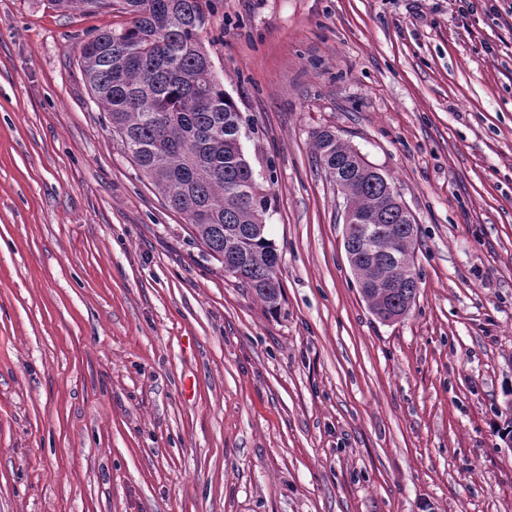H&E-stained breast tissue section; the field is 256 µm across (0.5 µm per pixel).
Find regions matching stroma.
Segmentation results:
<instances>
[{"mask_svg":"<svg viewBox=\"0 0 512 512\" xmlns=\"http://www.w3.org/2000/svg\"><path fill=\"white\" fill-rule=\"evenodd\" d=\"M459 0H223L202 39L271 197V310L124 153L110 10L0 0V512H512V32ZM327 128L419 227L371 313Z\"/></svg>","mask_w":512,"mask_h":512,"instance_id":"stroma-1","label":"stroma"}]
</instances>
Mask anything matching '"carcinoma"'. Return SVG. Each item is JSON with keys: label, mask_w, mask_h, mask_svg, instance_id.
<instances>
[{"label": "carcinoma", "mask_w": 512, "mask_h": 512, "mask_svg": "<svg viewBox=\"0 0 512 512\" xmlns=\"http://www.w3.org/2000/svg\"><path fill=\"white\" fill-rule=\"evenodd\" d=\"M95 12L116 4L126 25L83 42L79 62L97 105L125 153L168 207L187 216L195 238L214 258L235 264L232 277L278 306V254L266 236L270 197L255 185L241 142L243 121L218 80L206 73L202 33L221 0H56ZM317 161L353 211L369 219L350 228L352 243L380 227L385 237L411 229L401 205L388 199L389 180L328 129L313 132ZM414 253L395 261L381 253L359 277L381 288L363 297L384 321L416 301Z\"/></svg>", "instance_id": "cac0c4a2"}]
</instances>
